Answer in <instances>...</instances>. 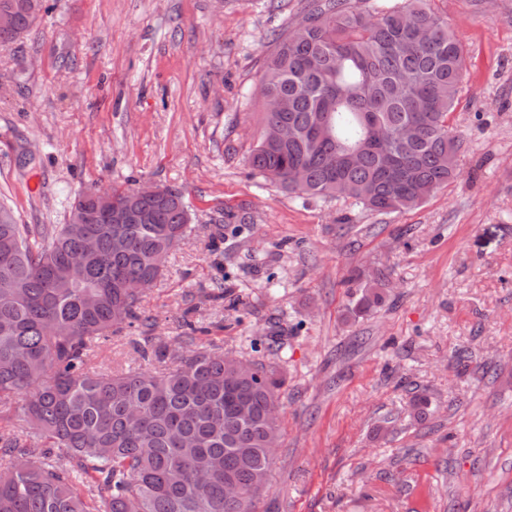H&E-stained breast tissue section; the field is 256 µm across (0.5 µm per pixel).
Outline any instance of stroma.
Segmentation results:
<instances>
[{"label": "stroma", "mask_w": 512, "mask_h": 512, "mask_svg": "<svg viewBox=\"0 0 512 512\" xmlns=\"http://www.w3.org/2000/svg\"><path fill=\"white\" fill-rule=\"evenodd\" d=\"M309 2L45 0L0 48V204L39 234L83 191L184 193L193 230L140 303L150 324L96 362L139 367L144 337L175 342L189 319L204 345L279 365L256 512H512V0H433L468 55L458 176L391 213L248 165L265 61ZM358 271L389 284L349 319Z\"/></svg>", "instance_id": "obj_1"}]
</instances>
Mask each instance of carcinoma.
<instances>
[{"label":"carcinoma","instance_id":"1","mask_svg":"<svg viewBox=\"0 0 512 512\" xmlns=\"http://www.w3.org/2000/svg\"><path fill=\"white\" fill-rule=\"evenodd\" d=\"M0 0L16 42L36 17L32 3ZM430 0H399L365 15L350 0H311L306 23L279 41L262 80L264 125L251 169L300 197L352 198L376 212L413 209L456 177L462 140L448 117L467 51ZM74 202L86 224L31 237L0 207V512H243L224 484L253 491L255 508L281 436L284 380L261 362L198 347L194 322L174 346L137 348L157 371L107 374L94 365L112 334L143 320L145 292L122 280H159L161 252L190 232L177 190L143 196L149 222L112 224L99 191ZM94 239L87 255L84 244ZM386 274H357L347 314L384 301Z\"/></svg>","mask_w":512,"mask_h":512}]
</instances>
